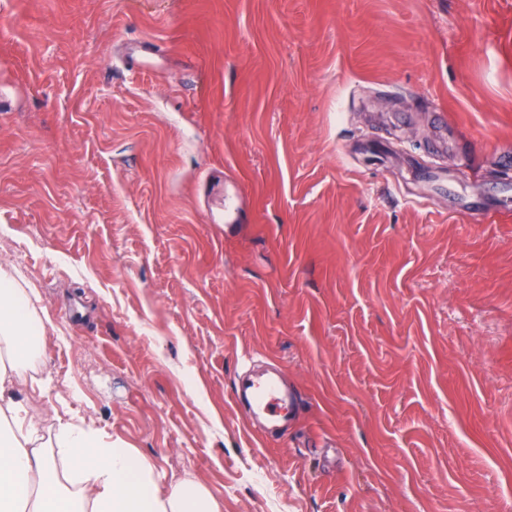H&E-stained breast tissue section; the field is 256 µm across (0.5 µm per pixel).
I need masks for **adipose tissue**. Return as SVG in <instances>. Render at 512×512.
<instances>
[{
	"instance_id": "obj_1",
	"label": "adipose tissue",
	"mask_w": 512,
	"mask_h": 512,
	"mask_svg": "<svg viewBox=\"0 0 512 512\" xmlns=\"http://www.w3.org/2000/svg\"><path fill=\"white\" fill-rule=\"evenodd\" d=\"M44 325L28 296L0 271V512H220L202 485L159 487L157 464L96 430L60 425L56 453L38 444V420L10 395L25 379ZM64 460L79 485L62 492L52 475Z\"/></svg>"
}]
</instances>
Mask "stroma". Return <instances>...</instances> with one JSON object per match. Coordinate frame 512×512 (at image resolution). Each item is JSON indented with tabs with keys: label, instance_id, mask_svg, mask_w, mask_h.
<instances>
[{
	"label": "stroma",
	"instance_id": "obj_1",
	"mask_svg": "<svg viewBox=\"0 0 512 512\" xmlns=\"http://www.w3.org/2000/svg\"><path fill=\"white\" fill-rule=\"evenodd\" d=\"M508 146L512 0H0L40 443L92 427L221 512H512ZM269 365L278 440L234 400Z\"/></svg>",
	"mask_w": 512,
	"mask_h": 512
}]
</instances>
